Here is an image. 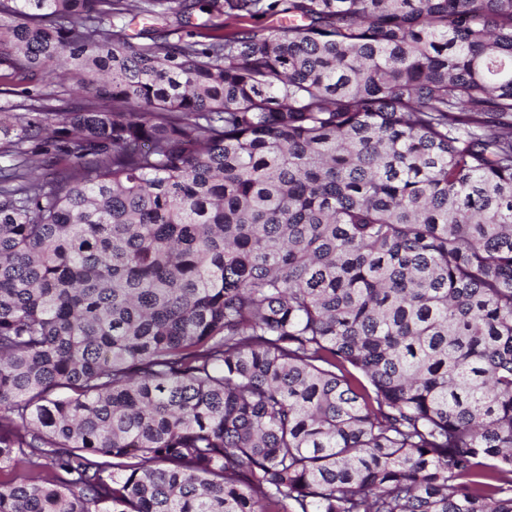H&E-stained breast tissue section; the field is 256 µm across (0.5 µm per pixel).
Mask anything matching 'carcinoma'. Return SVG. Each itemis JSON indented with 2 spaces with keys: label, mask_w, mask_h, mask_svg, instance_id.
<instances>
[{
  "label": "carcinoma",
  "mask_w": 512,
  "mask_h": 512,
  "mask_svg": "<svg viewBox=\"0 0 512 512\" xmlns=\"http://www.w3.org/2000/svg\"><path fill=\"white\" fill-rule=\"evenodd\" d=\"M0 72L87 92L0 106V512H512V0H0ZM214 22L217 23V26L222 27L224 35L246 27L268 35L279 28L281 25V17L276 14H267L251 19H235L223 16L219 19H214Z\"/></svg>",
  "instance_id": "cac0c4a2"
}]
</instances>
